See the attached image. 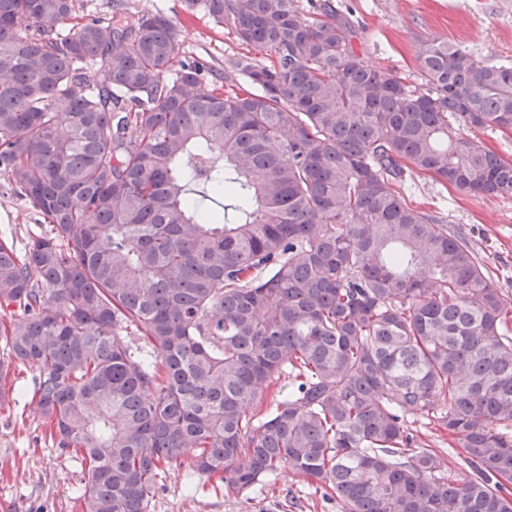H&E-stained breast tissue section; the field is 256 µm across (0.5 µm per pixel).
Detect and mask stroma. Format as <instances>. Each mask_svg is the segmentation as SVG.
<instances>
[{
  "mask_svg": "<svg viewBox=\"0 0 512 512\" xmlns=\"http://www.w3.org/2000/svg\"><path fill=\"white\" fill-rule=\"evenodd\" d=\"M354 27L353 48L368 65L391 69L407 83L422 82L421 54L437 39L466 47L482 63L512 64V0H331ZM129 12L161 10L179 29L180 58L218 63L244 52L231 27L214 28L204 14L187 15L184 0H126ZM407 203L464 232L499 285L512 292V198L474 197L432 177L410 173ZM41 219L0 174V238L24 251ZM78 459L52 447L42 421L22 397L0 407V512H82ZM150 512H340L336 501L315 493L306 480L284 470L275 489L233 495L185 470L167 468Z\"/></svg>",
  "mask_w": 512,
  "mask_h": 512,
  "instance_id": "stroma-1",
  "label": "stroma"
}]
</instances>
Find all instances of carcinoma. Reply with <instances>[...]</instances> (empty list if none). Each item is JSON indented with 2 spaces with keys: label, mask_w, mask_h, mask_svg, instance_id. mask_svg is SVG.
<instances>
[{
  "label": "carcinoma",
  "mask_w": 512,
  "mask_h": 512,
  "mask_svg": "<svg viewBox=\"0 0 512 512\" xmlns=\"http://www.w3.org/2000/svg\"><path fill=\"white\" fill-rule=\"evenodd\" d=\"M199 7L264 60H182L124 0L106 23L0 0V174L43 219L0 240V340L82 452L86 512H149L173 465L235 494L288 469L341 512H512V296L404 198L409 170L512 197V161L461 134L512 133V65L432 41L415 87L328 0ZM410 428L421 439L431 445L430 448H444L448 452V432H440L433 424H427L420 415H412L409 418Z\"/></svg>",
  "instance_id": "1"
}]
</instances>
